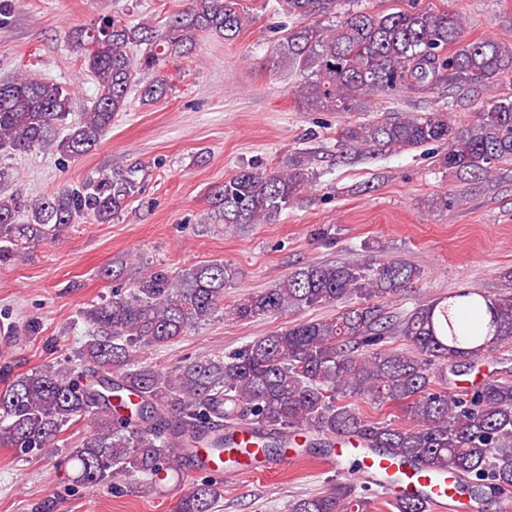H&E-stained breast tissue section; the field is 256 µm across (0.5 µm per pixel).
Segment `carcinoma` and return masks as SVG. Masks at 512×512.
Listing matches in <instances>:
<instances>
[{
  "mask_svg": "<svg viewBox=\"0 0 512 512\" xmlns=\"http://www.w3.org/2000/svg\"><path fill=\"white\" fill-rule=\"evenodd\" d=\"M338 0H282L291 19L282 60L299 69L302 106L311 111L353 112L376 93H407L439 84L479 79L487 86L512 77V44L485 38L462 40L461 18L447 8L356 11L328 26ZM243 0H186L163 26L133 25L121 16L71 29L67 40L80 51L96 84L92 107L69 120L72 97L61 82L22 71L0 83V154L56 152L75 159L93 151L126 111L129 94L146 72L192 53L200 32L227 41L247 27ZM169 81L145 85L141 98L164 97ZM458 129L442 112L390 111L365 123H348L339 142L357 153L408 151L448 144L442 167L488 177L512 161V96L494 95ZM143 169L117 168L78 189L23 199L9 191L0 169V265L26 258L31 245L54 244L72 224H109L142 191ZM300 165L243 170L216 186L209 219L216 224H272L305 191ZM237 272L222 261L178 273L151 268L127 293L92 306L85 343L65 364L44 365L13 376L0 372V446L22 453L54 452L68 427L89 419V430L70 449L68 478L104 489L131 480L146 495L179 482L186 471L176 453L206 447L232 462L250 454L237 428L252 426L255 447L274 456L296 432L317 439L302 449L329 452L342 439L393 459L384 475L393 486L412 468L484 509L512 495V380L487 376L459 389L458 377L493 351L512 346V295L452 293L403 318L381 302L407 290L419 270L404 261L310 263L274 287L248 294L228 311L237 321L278 316L352 301L336 316L307 320L258 336L224 356H200L167 372L147 363L144 349L166 346L195 325L224 311V285ZM477 296L487 305V333L460 327L453 300ZM400 338L405 346L383 347ZM382 409L402 406L407 426L365 416L359 401ZM220 484L194 483L175 512H213ZM397 512H428L424 500L406 495ZM370 501L338 477L324 494L297 498L288 512H369Z\"/></svg>",
  "mask_w": 512,
  "mask_h": 512,
  "instance_id": "obj_1",
  "label": "carcinoma"
}]
</instances>
